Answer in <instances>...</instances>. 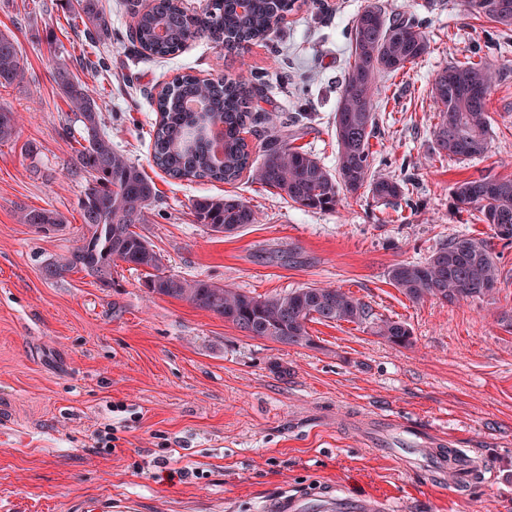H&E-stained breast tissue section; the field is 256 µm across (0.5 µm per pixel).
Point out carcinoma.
Wrapping results in <instances>:
<instances>
[{"instance_id":"cac0c4a2","label":"carcinoma","mask_w":512,"mask_h":512,"mask_svg":"<svg viewBox=\"0 0 512 512\" xmlns=\"http://www.w3.org/2000/svg\"><path fill=\"white\" fill-rule=\"evenodd\" d=\"M489 2L465 0V5L470 14L512 31V0H500L509 5L507 15L488 9ZM294 6L295 0H209L202 13L189 15L179 0H153L148 11L137 13L138 42L143 52L159 58L176 54L192 38L235 52L266 39ZM66 7L81 19L85 35L99 41L107 37L110 20L101 0H66ZM429 47L421 22L412 14L389 15L374 0L357 15L350 30V61L336 112L333 172L314 154L293 145L288 120L261 106L270 102L263 84H253L240 74H223L206 83L185 74L167 86L155 101L159 120L152 134L153 162L168 177L181 181L232 184L246 173L253 182L308 209L333 210L341 197L362 189L378 201L398 199L408 190L406 182L372 170L370 139L377 128V81L383 74L393 75L416 64ZM24 75L16 40L0 33V87L19 83ZM497 76L488 64L470 60L436 74L430 96L440 113L432 133V154L468 159L488 152L487 98ZM55 82L74 115L73 122L92 127L95 134L91 140L81 136L83 143L73 157L75 169L87 177L78 200L83 232L66 255L47 266L48 276L63 278L92 269L98 273L96 283L110 288L116 262L121 261L145 270L149 293L213 312L249 336L312 346L308 323L347 322L369 328L394 346L411 345L405 323L378 317L368 303L340 288H295L261 297L205 279L166 274L153 245L135 231L143 223L144 210L156 200L154 182L112 146L99 125L98 107L88 85L64 63L56 66ZM202 95L222 125L223 160L219 164L214 163L207 140L198 139L189 149L181 147L193 123L186 103ZM257 127L262 162L256 166L243 133ZM15 128V113L0 108V142L12 139ZM453 197L457 208L477 210L503 246L512 245V177L482 175L460 181ZM192 213L196 223L227 232L257 223L256 211L234 196H201L193 201ZM19 220L31 227L65 223L62 214L44 208H24ZM93 229L100 234L87 236ZM499 258L486 240L460 235L441 243L424 262L392 265L388 278L413 303L426 298L451 304L482 299L495 289Z\"/></svg>"}]
</instances>
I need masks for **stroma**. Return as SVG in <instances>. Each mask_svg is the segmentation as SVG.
<instances>
[{"label":"stroma","mask_w":512,"mask_h":512,"mask_svg":"<svg viewBox=\"0 0 512 512\" xmlns=\"http://www.w3.org/2000/svg\"><path fill=\"white\" fill-rule=\"evenodd\" d=\"M369 0H297L266 41L241 55L193 40L155 58L130 42L128 0H101L112 39L93 47L63 0H0V32L13 36L26 76L0 87L20 114L0 143V512H65L78 500L112 512H261L267 499L336 486L387 499L392 512H512V246L502 248L492 295L457 304L414 303L390 284L396 263L425 261L458 236L490 239L453 188L512 175V31L471 16L463 0H381L424 24L430 51L406 74L378 83L375 171L410 179L383 204L368 192L335 210L301 207L248 178L233 184L169 178L152 161L156 93L176 76L240 73L271 87L272 107L302 113L298 146L336 165L334 116L348 34ZM102 56V67L86 60ZM95 91L101 127L154 182L158 199L139 233L166 271L253 296L332 286L404 322L409 347L351 323L312 322L316 345L245 335L214 313L149 293L141 271L116 267L102 288L47 264L83 230L85 186L70 171L71 111L53 80L58 61ZM484 61L501 78L488 100L490 147L480 158L431 153L438 109L429 87L457 61ZM235 195L257 223L217 235L196 224L194 199ZM24 208L61 213L50 235L19 223ZM113 431L114 447L98 444ZM454 448L485 469L441 489L432 451Z\"/></svg>","instance_id":"35a3bbf8"}]
</instances>
